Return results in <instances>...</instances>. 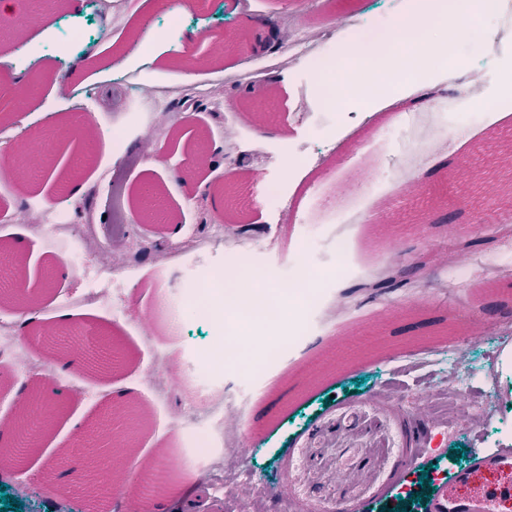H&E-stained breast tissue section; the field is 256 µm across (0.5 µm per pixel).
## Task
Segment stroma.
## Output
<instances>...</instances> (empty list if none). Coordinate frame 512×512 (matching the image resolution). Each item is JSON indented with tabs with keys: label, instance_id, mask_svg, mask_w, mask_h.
Segmentation results:
<instances>
[{
	"label": "stroma",
	"instance_id": "stroma-1",
	"mask_svg": "<svg viewBox=\"0 0 512 512\" xmlns=\"http://www.w3.org/2000/svg\"><path fill=\"white\" fill-rule=\"evenodd\" d=\"M401 5L319 0L313 13L306 0L248 8L242 0H53L44 8L17 0L14 14L0 17V28L14 32L0 42V76L19 74L18 84L0 86V108L33 83L45 99L56 83L78 91L54 111L0 119V166L20 167L0 177V265L22 274L17 289L0 291V320L13 325L0 342V449H10L35 396L60 405L23 467L0 463V488L23 502L22 512H93V482L113 490L104 512H254L250 497L220 499L209 486L192 509L168 493L147 500L128 491L158 453L189 470L181 416L227 394L242 405V426L225 446L234 471L263 491L261 512H380L387 504L430 512L431 496L474 467L475 449L512 453V335L502 333L512 328V277L491 281L476 265L456 277L449 248L451 238L468 236L487 261L512 264V237L498 224L512 109L480 111L467 87L449 81L477 69L484 99L498 97L512 76V12L503 0L485 7L468 39L449 38L446 54L426 58L433 81L394 109L357 108L352 88L335 112L322 113L307 57L273 65L287 37L319 26L334 29L340 44L357 30L381 33ZM74 27L86 36L69 53L19 63L28 47ZM155 32L167 37L164 56L127 64L124 47ZM415 115L435 127L420 146L405 136ZM123 125L117 148L112 133ZM127 152L140 156L130 170ZM287 154L300 167L284 169ZM461 157L466 167H457ZM116 173L129 239L113 248ZM259 178L284 185L279 206L254 197ZM23 210L93 225L96 245L69 251L36 225L16 223ZM332 228L350 241L349 269L325 287L357 308L351 320L324 327L308 295L282 283L301 238L317 270L335 269L324 239ZM219 231L225 243L248 246L250 271L274 282L268 302L287 305L288 321L305 316L314 325L278 337L258 366L215 375L211 297H181L200 270L224 269L223 257L167 269L153 257ZM389 263L412 266L420 295L370 288ZM106 264L121 268V280L103 303L84 300L86 271ZM66 309L74 317L59 319ZM474 322L499 332L468 342ZM337 347L347 350L341 373L329 358ZM359 377L363 385L353 387ZM451 399L458 415L450 423L438 410ZM477 400L487 403L488 424L473 420ZM130 409L136 419L114 433L111 416ZM129 459L136 469L125 468ZM424 471L428 483L406 499L405 482Z\"/></svg>",
	"mask_w": 512,
	"mask_h": 512
}]
</instances>
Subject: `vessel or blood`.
Listing matches in <instances>:
<instances>
[{"label": "vessel or blood", "mask_w": 512, "mask_h": 512, "mask_svg": "<svg viewBox=\"0 0 512 512\" xmlns=\"http://www.w3.org/2000/svg\"><path fill=\"white\" fill-rule=\"evenodd\" d=\"M512 502V454H480L479 466L460 471L442 488L434 512H503Z\"/></svg>", "instance_id": "1"}]
</instances>
